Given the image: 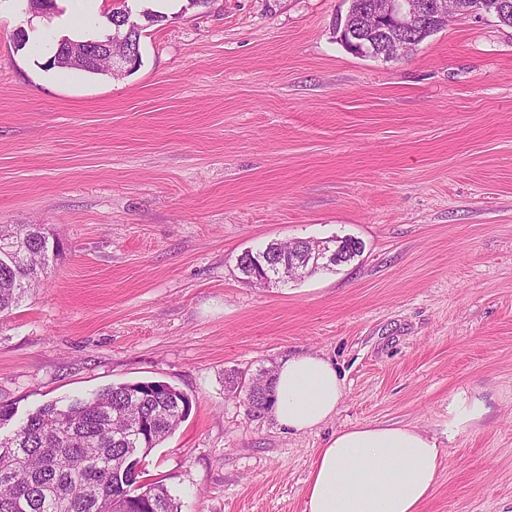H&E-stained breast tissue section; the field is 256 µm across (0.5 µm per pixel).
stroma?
<instances>
[{"label": "stroma", "instance_id": "35a3bbf8", "mask_svg": "<svg viewBox=\"0 0 512 512\" xmlns=\"http://www.w3.org/2000/svg\"><path fill=\"white\" fill-rule=\"evenodd\" d=\"M140 67L44 69L43 14L0 19V225L61 253L0 320V403L164 381L189 417L145 459L181 512H305L319 448L410 425L443 452L421 512H512V27L450 16L413 51L337 41L347 0H128ZM352 237L336 271L261 288L239 255ZM319 353L336 415L291 433L224 378ZM484 402L448 434L455 394Z\"/></svg>", "mask_w": 512, "mask_h": 512}]
</instances>
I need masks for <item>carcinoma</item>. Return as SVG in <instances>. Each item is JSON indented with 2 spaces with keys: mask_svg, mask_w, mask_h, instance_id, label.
Wrapping results in <instances>:
<instances>
[{
  "mask_svg": "<svg viewBox=\"0 0 512 512\" xmlns=\"http://www.w3.org/2000/svg\"><path fill=\"white\" fill-rule=\"evenodd\" d=\"M113 34L140 49L141 30L123 28L121 15L109 19ZM360 241H340L338 260L361 253ZM0 317L9 314L40 284L59 255L42 224L0 225ZM267 391L247 397L249 411L268 409ZM188 395L162 381L106 387L62 406L48 401L28 415L13 437L0 438V512H178L161 482L132 471L131 456H146L190 414Z\"/></svg>",
  "mask_w": 512,
  "mask_h": 512,
  "instance_id": "carcinoma-1",
  "label": "carcinoma"
}]
</instances>
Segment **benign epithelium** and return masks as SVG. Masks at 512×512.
<instances>
[{"mask_svg": "<svg viewBox=\"0 0 512 512\" xmlns=\"http://www.w3.org/2000/svg\"><path fill=\"white\" fill-rule=\"evenodd\" d=\"M501 5H489L483 0H475L458 11L475 19L498 16ZM377 18L379 28L394 30L399 33L415 31L429 24L434 19H446L443 0H427L421 8L413 5V0H377ZM104 56V72L112 76L120 71L132 69L133 53L125 46V39L117 38L111 42L88 41L83 44H71L62 49L61 58L74 64L91 66L99 56ZM338 243L329 239L315 241L307 239L293 240V247L288 256L277 253L255 254L245 251L247 262L251 264L249 280L263 288H269L286 282L285 271H292V278L303 277L312 270L332 263Z\"/></svg>", "mask_w": 512, "mask_h": 512, "instance_id": "obj_1", "label": "benign epithelium"}]
</instances>
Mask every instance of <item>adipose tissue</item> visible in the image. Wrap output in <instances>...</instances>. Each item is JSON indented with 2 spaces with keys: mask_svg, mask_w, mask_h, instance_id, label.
Masks as SVG:
<instances>
[{
  "mask_svg": "<svg viewBox=\"0 0 512 512\" xmlns=\"http://www.w3.org/2000/svg\"><path fill=\"white\" fill-rule=\"evenodd\" d=\"M101 0H70L55 29L35 39L37 52L53 55L60 35L97 36ZM344 385L333 363L315 353L288 357L273 375L270 413L299 433L336 414ZM442 452L411 426L361 424L345 428L319 449L305 491V512H420L435 487Z\"/></svg>",
  "mask_w": 512,
  "mask_h": 512,
  "instance_id": "obj_1",
  "label": "adipose tissue"
}]
</instances>
